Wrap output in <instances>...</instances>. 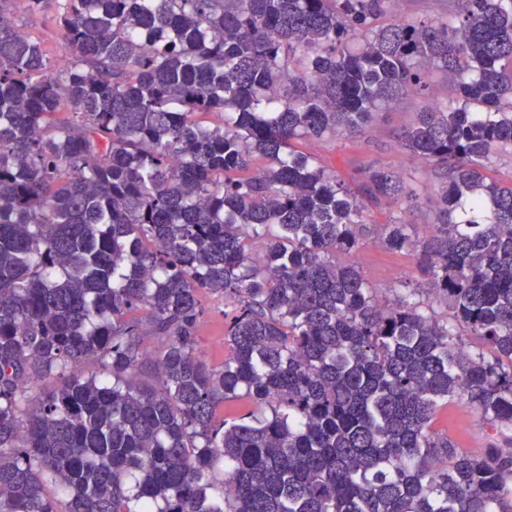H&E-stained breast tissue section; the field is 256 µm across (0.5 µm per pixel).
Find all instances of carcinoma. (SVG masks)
Instances as JSON below:
<instances>
[{"label":"carcinoma","instance_id":"1","mask_svg":"<svg viewBox=\"0 0 512 512\" xmlns=\"http://www.w3.org/2000/svg\"><path fill=\"white\" fill-rule=\"evenodd\" d=\"M10 2L0 512H512V448L434 429L461 403L512 430V185L482 172L512 151V0L413 22L396 0H24L57 6L56 70ZM435 73L448 103L397 136L443 179L420 235L424 183L368 168L356 192L295 143L358 135ZM369 202L419 274L390 297L336 262ZM203 293L232 301L219 369Z\"/></svg>","mask_w":512,"mask_h":512}]
</instances>
